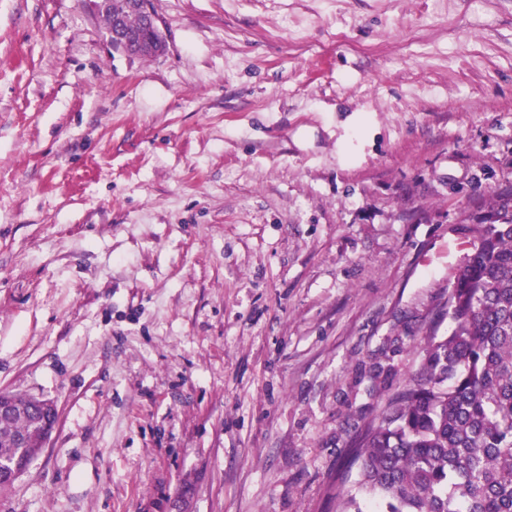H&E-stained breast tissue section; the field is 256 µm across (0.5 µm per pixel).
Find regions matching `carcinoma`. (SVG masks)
Listing matches in <instances>:
<instances>
[{
    "label": "carcinoma",
    "instance_id": "obj_1",
    "mask_svg": "<svg viewBox=\"0 0 512 512\" xmlns=\"http://www.w3.org/2000/svg\"><path fill=\"white\" fill-rule=\"evenodd\" d=\"M123 20L129 39L144 18L127 0L100 14ZM467 253L454 276L446 335L427 331L417 368L385 400L377 422L354 442L357 493L338 512H512V193L496 195L468 227ZM28 412L0 421V460L26 469L42 451L33 397L11 392ZM26 435L28 447H15Z\"/></svg>",
    "mask_w": 512,
    "mask_h": 512
}]
</instances>
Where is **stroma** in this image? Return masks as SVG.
<instances>
[{"label": "stroma", "mask_w": 512, "mask_h": 512, "mask_svg": "<svg viewBox=\"0 0 512 512\" xmlns=\"http://www.w3.org/2000/svg\"><path fill=\"white\" fill-rule=\"evenodd\" d=\"M0 0V512H336L512 189V0ZM150 1L131 0L129 7L132 10H130L127 0H112L111 8L106 13H100L99 16L105 21L107 29L112 26V20L120 16L123 20L125 33L130 40L138 38L144 31L145 21L139 13L150 21L154 32L159 33L161 29ZM8 392L18 404L26 406L28 412L8 421H0V460L16 461L20 468L27 470L42 451L43 427L32 410L33 397L21 392ZM23 434L27 437L29 448H12L15 438Z\"/></svg>", "instance_id": "1"}]
</instances>
